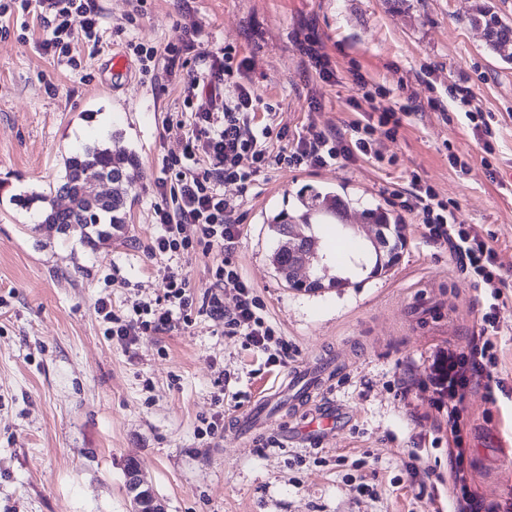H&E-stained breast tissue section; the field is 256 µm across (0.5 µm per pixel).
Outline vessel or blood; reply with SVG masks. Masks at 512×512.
Segmentation results:
<instances>
[{"mask_svg": "<svg viewBox=\"0 0 512 512\" xmlns=\"http://www.w3.org/2000/svg\"><path fill=\"white\" fill-rule=\"evenodd\" d=\"M336 364L335 356L321 357L312 363L296 366L288 375L283 388L267 393L256 405L235 416L232 425L237 435L249 436L263 433L267 415L271 408L279 406L283 392H291L295 398H305L314 403V416L321 421L342 419V410L336 409L333 403L324 401L322 394L333 377Z\"/></svg>", "mask_w": 512, "mask_h": 512, "instance_id": "b4317fda", "label": "vessel or blood"}]
</instances>
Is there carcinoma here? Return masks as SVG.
<instances>
[{"instance_id":"obj_1","label":"carcinoma","mask_w":512,"mask_h":512,"mask_svg":"<svg viewBox=\"0 0 512 512\" xmlns=\"http://www.w3.org/2000/svg\"><path fill=\"white\" fill-rule=\"evenodd\" d=\"M470 23L475 28L483 29L486 47L495 54L512 42V25L503 21L498 12L487 3L475 8ZM138 176V157L124 147L95 146L72 155L65 160V176L56 189V198L50 201L44 223L53 224L59 230L77 225L85 231L89 242L106 241L112 238V232L121 231L126 224L127 207L131 203L132 193L136 190ZM104 180L112 184V191L102 200L92 194V188ZM58 198L64 200V203H56ZM299 203L301 211L298 215L292 216L282 210L270 220L278 237L273 261L292 288L315 292L323 288V284L317 281L306 283L288 276V267L293 261L289 226L300 224L310 230L313 219L334 218L336 210L346 209L348 202L334 191H316L307 198L299 197ZM365 216L370 223L382 226L389 241L387 252L381 257H375L371 273L376 274L396 263L404 241L403 225L376 209L366 210Z\"/></svg>"}]
</instances>
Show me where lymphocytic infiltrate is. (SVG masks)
Here are the masks:
<instances>
[{
    "mask_svg": "<svg viewBox=\"0 0 512 512\" xmlns=\"http://www.w3.org/2000/svg\"><path fill=\"white\" fill-rule=\"evenodd\" d=\"M36 4L44 23L40 42L43 55L77 68L80 39L98 40L100 11L95 0H20L21 8ZM200 30L187 29L181 44L163 47L129 40L145 78L159 72L174 75L184 54L190 53ZM244 61L235 46L200 58L180 81L186 116L181 121L186 134L178 148L164 155L162 178L156 190L162 205L153 211L159 229L152 254L181 257L216 255L211 267L212 283L195 294L180 266L161 268L166 304L158 308L143 302L130 314L116 313L108 299H99L97 310L109 323V336L132 345L144 336L164 332L175 323H190L193 310L222 321L224 333L240 336L246 347L266 354L268 361L284 363L293 354L286 338L277 334L262 315L264 305L234 262L233 251L242 235L224 199V188L255 186L271 166H342L374 151L377 136L395 138L414 108L408 104L380 106L374 95L364 100L374 118L354 123L349 135L309 126L306 134L289 140L287 125L276 122V108L260 104L250 82L245 81ZM268 114L258 122V110ZM404 210L415 213L425 237L447 245L460 269L481 287L480 329L466 346H450L439 352L431 365L429 381L439 398L448 402V512H512V496L489 501L473 488L470 448L463 424V403L477 388H490L499 364L498 338L502 333L500 311L507 305L511 288L500 273L497 251L476 225L460 224L447 201L433 186L411 176L409 187L398 194ZM232 294L233 307L223 304V294Z\"/></svg>",
    "mask_w": 512,
    "mask_h": 512,
    "instance_id": "obj_1",
    "label": "lymphocytic infiltrate"
}]
</instances>
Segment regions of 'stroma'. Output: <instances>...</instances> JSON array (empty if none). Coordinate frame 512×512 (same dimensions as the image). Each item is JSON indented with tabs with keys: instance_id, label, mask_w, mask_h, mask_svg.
Wrapping results in <instances>:
<instances>
[{
	"instance_id": "obj_1",
	"label": "stroma",
	"mask_w": 512,
	"mask_h": 512,
	"mask_svg": "<svg viewBox=\"0 0 512 512\" xmlns=\"http://www.w3.org/2000/svg\"><path fill=\"white\" fill-rule=\"evenodd\" d=\"M479 2L96 0L100 40L81 45L77 70L41 54L37 10L0 17L10 30L0 37V512H132L131 461L167 512H446L448 415L428 375L438 350L477 333L480 290L392 192L418 174L456 204L458 223L478 225L512 285V64L471 27ZM134 12L136 26L117 32ZM191 25L203 30L194 55L239 49L257 96L278 105L290 137L312 124L343 131L366 121L357 106L366 91L386 89L418 108L378 155L275 168L259 187L224 189L242 224L233 258L295 347L293 362L341 360L325 399L349 422L326 426L318 440L308 437L302 405L271 415L266 436L250 441L202 434L204 421L283 381L289 366L267 362L203 313L128 347L105 335L97 311L102 297L127 314L163 296L166 260L150 252L162 202L155 183L183 136L175 79L150 83L135 68L116 92L101 67L130 39L177 44ZM313 35L331 59V81L302 50ZM355 69L364 87L353 84ZM476 108L491 130L489 155L466 117ZM116 133L141 164L123 234L92 244L79 227L44 224L65 158ZM309 187L349 202L347 227L317 225L321 247L351 241L355 255L370 251L362 211L378 208L404 226L396 264L373 277L339 259L327 274L348 278V287L289 288L272 264L269 220L296 212ZM500 321L497 375L506 389L464 401L474 487L489 500L512 495V302ZM224 373L238 402L217 401ZM412 452L433 500L394 482ZM359 476L377 485V499L355 500L349 480Z\"/></svg>"
}]
</instances>
